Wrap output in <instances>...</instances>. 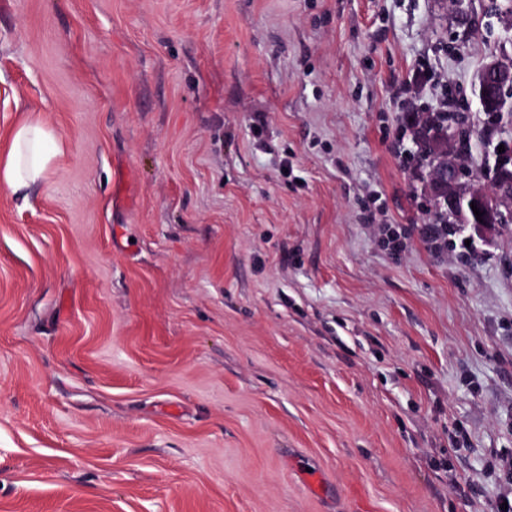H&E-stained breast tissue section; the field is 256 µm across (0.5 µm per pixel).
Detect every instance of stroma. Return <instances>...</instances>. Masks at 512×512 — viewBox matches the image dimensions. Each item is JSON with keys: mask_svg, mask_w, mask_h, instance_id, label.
I'll list each match as a JSON object with an SVG mask.
<instances>
[{"mask_svg": "<svg viewBox=\"0 0 512 512\" xmlns=\"http://www.w3.org/2000/svg\"><path fill=\"white\" fill-rule=\"evenodd\" d=\"M474 5L0 0V134L55 144L0 187V512L512 497V225L430 250L409 120L485 129ZM50 132L37 120L26 118L13 130L6 156L0 160V185L13 193L47 178Z\"/></svg>", "mask_w": 512, "mask_h": 512, "instance_id": "1", "label": "stroma"}]
</instances>
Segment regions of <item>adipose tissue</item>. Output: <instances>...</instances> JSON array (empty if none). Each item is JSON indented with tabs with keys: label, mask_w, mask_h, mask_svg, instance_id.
<instances>
[{
	"label": "adipose tissue",
	"mask_w": 512,
	"mask_h": 512,
	"mask_svg": "<svg viewBox=\"0 0 512 512\" xmlns=\"http://www.w3.org/2000/svg\"><path fill=\"white\" fill-rule=\"evenodd\" d=\"M50 138L39 121L22 120L10 136L5 157L0 159V185L16 193L44 181L49 172Z\"/></svg>",
	"instance_id": "ef3b65f1"
}]
</instances>
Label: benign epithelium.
<instances>
[{
    "instance_id": "benign-epithelium-1",
    "label": "benign epithelium",
    "mask_w": 512,
    "mask_h": 512,
    "mask_svg": "<svg viewBox=\"0 0 512 512\" xmlns=\"http://www.w3.org/2000/svg\"><path fill=\"white\" fill-rule=\"evenodd\" d=\"M481 79L482 103L490 111L512 91V69L506 67L502 60L492 57L482 66ZM419 136L428 138L427 148L436 156L427 184L428 197L440 201L452 211L458 190L466 187L471 201L485 214V221L471 225L470 229L478 238L493 242L506 227L503 205L512 203V168H499L490 179L473 175L460 160L459 130L451 124L430 132L424 129Z\"/></svg>"
}]
</instances>
